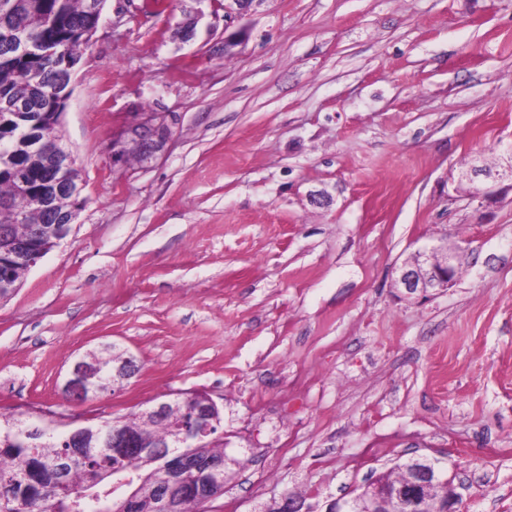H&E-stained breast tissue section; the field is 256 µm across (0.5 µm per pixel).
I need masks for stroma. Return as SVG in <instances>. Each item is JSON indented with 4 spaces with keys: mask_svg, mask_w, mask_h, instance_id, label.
Wrapping results in <instances>:
<instances>
[{
    "mask_svg": "<svg viewBox=\"0 0 512 512\" xmlns=\"http://www.w3.org/2000/svg\"><path fill=\"white\" fill-rule=\"evenodd\" d=\"M143 3L106 0L73 76L84 204L0 301V413L203 392L228 459L206 512H326L419 456L459 512H512V192L481 209L461 179L512 145V0ZM140 123L169 128L145 160ZM445 239L455 283L405 297L396 268ZM108 345L138 374L66 397Z\"/></svg>",
    "mask_w": 512,
    "mask_h": 512,
    "instance_id": "35a3bbf8",
    "label": "stroma"
}]
</instances>
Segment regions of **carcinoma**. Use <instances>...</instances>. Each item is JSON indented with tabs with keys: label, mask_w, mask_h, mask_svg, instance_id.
<instances>
[{
	"label": "carcinoma",
	"mask_w": 512,
	"mask_h": 512,
	"mask_svg": "<svg viewBox=\"0 0 512 512\" xmlns=\"http://www.w3.org/2000/svg\"><path fill=\"white\" fill-rule=\"evenodd\" d=\"M0 10V29L10 28L14 41L0 42V114L17 103L25 111L0 128V262L9 265V285L0 299L9 297L29 271L27 246H55L50 215L65 216L75 205L67 191L52 194L51 208L43 207L41 193L18 192L20 179H34L47 169L56 144L39 153L27 147L28 133L59 117L44 112V90L68 88L59 62L39 52L45 36L65 46L71 57H82L92 45L97 18L88 12V0H7ZM97 375L90 391H104L118 382L115 353L94 356ZM199 404L197 396L175 398L160 417L142 412L106 421L103 431L91 426L77 433L70 427L42 420L30 422L0 415V512H112L117 494L133 493L141 512H154L156 479L183 444L199 461L224 456V441L210 436L180 442V421ZM155 444L148 453L131 457L113 474L112 461L103 459L104 439L112 433Z\"/></svg>",
	"instance_id": "obj_1"
}]
</instances>
